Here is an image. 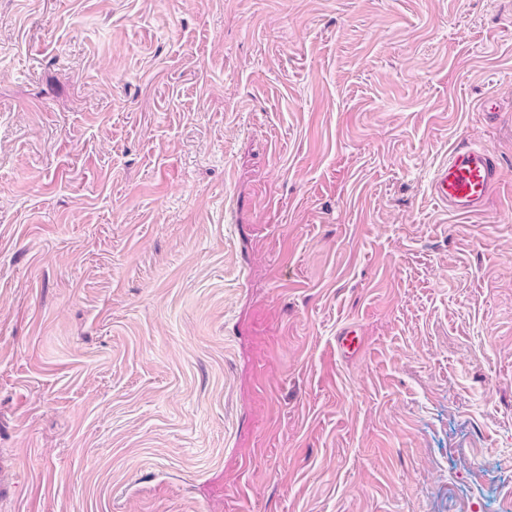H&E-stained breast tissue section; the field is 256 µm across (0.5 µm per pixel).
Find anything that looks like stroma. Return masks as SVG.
I'll return each mask as SVG.
<instances>
[{
  "instance_id": "obj_1",
  "label": "stroma",
  "mask_w": 512,
  "mask_h": 512,
  "mask_svg": "<svg viewBox=\"0 0 512 512\" xmlns=\"http://www.w3.org/2000/svg\"><path fill=\"white\" fill-rule=\"evenodd\" d=\"M0 512H512V0H0ZM498 177V161L489 149L460 144L453 149L448 162L436 170L431 187L448 211L475 214L485 209ZM362 341L354 326L344 327L336 338V349L343 356L351 358L361 349Z\"/></svg>"
}]
</instances>
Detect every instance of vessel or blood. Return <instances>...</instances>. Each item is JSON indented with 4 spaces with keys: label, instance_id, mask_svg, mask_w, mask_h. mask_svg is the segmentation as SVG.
I'll return each mask as SVG.
<instances>
[{
    "label": "vessel or blood",
    "instance_id": "obj_1",
    "mask_svg": "<svg viewBox=\"0 0 512 512\" xmlns=\"http://www.w3.org/2000/svg\"><path fill=\"white\" fill-rule=\"evenodd\" d=\"M498 161L487 148L461 144L446 164L436 170L431 187L449 211L459 215L482 212L496 189ZM362 341L355 327H344L336 338V349L345 357L355 356Z\"/></svg>",
    "mask_w": 512,
    "mask_h": 512
}]
</instances>
